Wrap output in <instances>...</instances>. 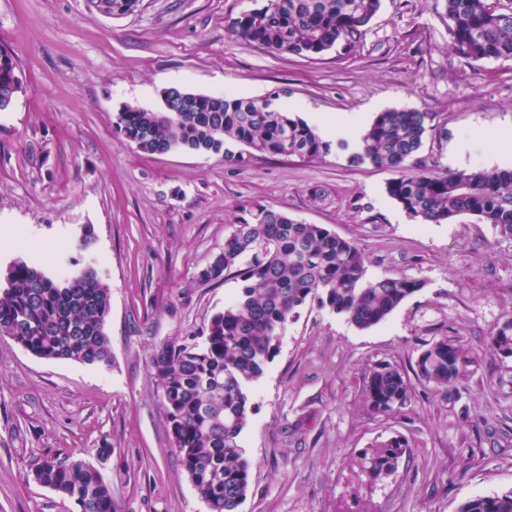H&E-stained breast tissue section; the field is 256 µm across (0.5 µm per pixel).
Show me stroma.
Listing matches in <instances>:
<instances>
[{
  "mask_svg": "<svg viewBox=\"0 0 512 512\" xmlns=\"http://www.w3.org/2000/svg\"><path fill=\"white\" fill-rule=\"evenodd\" d=\"M266 0H140L110 17L88 0H0V45L22 90L0 112V265L23 258L56 275L93 264L110 293V366L37 357L0 336V512H78L36 483L44 458L95 465L115 512H207L185 472L151 375L167 341L200 335L238 296L228 274L195 277L236 223L260 208L354 243L371 279L422 289L360 329L315 303L290 320L249 389L242 436L250 482L239 512H343L361 491L370 512H459L512 491V358L490 334L512 317V236L462 215L408 216L387 193L396 173L351 163L354 132L327 134L317 159L138 151L116 128L125 105L158 111L169 87L305 104L301 117L415 110L433 116L407 170L511 169L512 59L456 53L445 0H381L351 49L280 55L237 38L235 18ZM471 151L458 153L464 134ZM92 243L82 246L81 231ZM462 346L459 379L438 389L415 373L441 338ZM380 363L409 386L399 411L368 410ZM392 436L408 448L395 473L358 483L352 462ZM111 448L107 460L98 451Z\"/></svg>",
  "mask_w": 512,
  "mask_h": 512,
  "instance_id": "obj_1",
  "label": "stroma"
}]
</instances>
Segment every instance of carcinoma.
<instances>
[{"instance_id":"1","label":"carcinoma","mask_w":512,"mask_h":512,"mask_svg":"<svg viewBox=\"0 0 512 512\" xmlns=\"http://www.w3.org/2000/svg\"><path fill=\"white\" fill-rule=\"evenodd\" d=\"M379 8L380 0H267L237 18L232 32L269 52L311 57L341 42L353 46ZM446 14L458 53L475 60L512 59V13L492 10L490 0H446ZM20 92L21 86L0 77V112L10 111ZM174 92L165 98L168 112L125 105L117 114V128L138 151L219 153L228 139L273 156L314 159L330 150L315 127L270 111L260 100ZM430 121L429 112L378 113L351 162L404 170ZM387 192L411 218L440 224L468 214L512 235V169L403 174L388 183ZM252 251L253 262L239 270L238 297L211 317L202 341L164 344L151 360L175 448L208 512H238L245 499L249 471L241 434L251 410L248 389L276 356L280 336L298 310L313 301L367 329L423 288L403 275L366 279L365 259L355 244L267 208L234 225L196 284L223 281ZM110 307L108 288L93 269L55 277L17 258L0 270V336L40 358L109 365ZM491 347L512 357V318L492 333ZM461 359V347L442 338L420 353L417 375L446 387L459 377ZM363 397L370 411L390 414L406 404L409 386L399 369L381 364L368 375ZM406 448L396 436L365 449L357 456V478L372 482L394 473ZM33 478L73 500L78 512H114L112 490L81 461L47 458ZM460 512H512V491L468 501Z\"/></svg>"}]
</instances>
